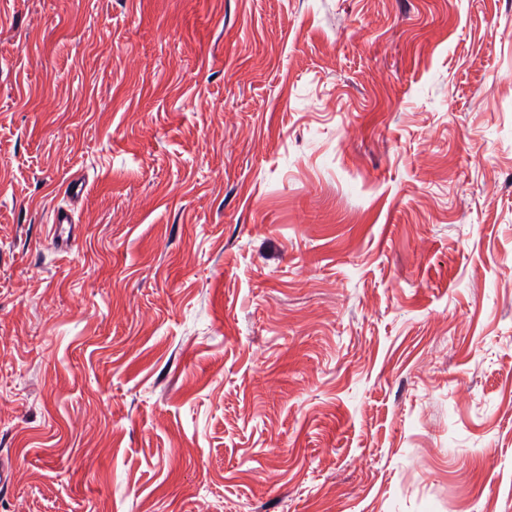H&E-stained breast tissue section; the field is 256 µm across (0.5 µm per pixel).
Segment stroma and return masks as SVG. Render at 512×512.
<instances>
[{
  "label": "stroma",
  "instance_id": "stroma-1",
  "mask_svg": "<svg viewBox=\"0 0 512 512\" xmlns=\"http://www.w3.org/2000/svg\"><path fill=\"white\" fill-rule=\"evenodd\" d=\"M0 455V512H512V0H0ZM74 227L75 221L70 211L63 208L54 210L52 229L54 231L56 245L59 249L70 248Z\"/></svg>",
  "mask_w": 512,
  "mask_h": 512
}]
</instances>
